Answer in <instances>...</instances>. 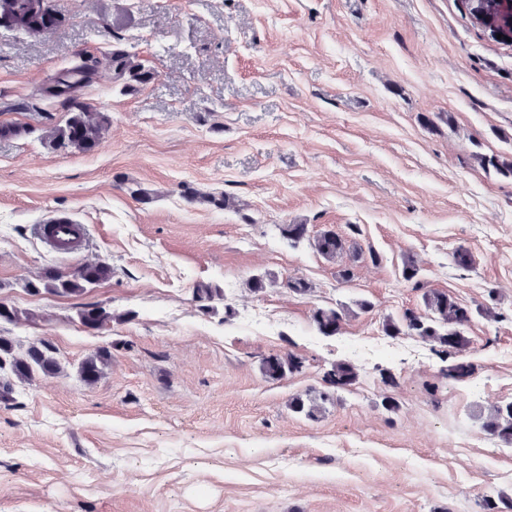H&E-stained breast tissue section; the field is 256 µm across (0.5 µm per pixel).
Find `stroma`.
I'll return each instance as SVG.
<instances>
[{
    "instance_id": "obj_1",
    "label": "stroma",
    "mask_w": 512,
    "mask_h": 512,
    "mask_svg": "<svg viewBox=\"0 0 512 512\" xmlns=\"http://www.w3.org/2000/svg\"><path fill=\"white\" fill-rule=\"evenodd\" d=\"M54 3L52 30L0 31V100L20 105L0 126L27 130L0 136V302L27 314L10 336L49 340L63 366L0 404V512H482L512 497V445L481 428L512 401V178L478 160L512 155V42L470 0ZM116 44L155 80L125 92L98 69L78 95L110 120L100 145L54 149L68 114L53 75ZM187 185L232 205L187 201ZM61 214L88 225L83 251L38 240ZM289 224L345 248L290 246ZM95 262L112 277L84 294L24 288ZM200 284L222 289L213 310ZM426 289L503 315L467 327L466 380L432 343L385 332ZM93 302L118 321L84 328ZM340 304L341 332L319 334L314 310ZM102 348L112 363L84 384ZM272 353L301 369L265 377ZM339 362L357 379L336 391ZM323 392L315 418L291 410ZM112 360V353L102 349L85 358L78 366V373L88 385L95 384L103 374V369Z\"/></svg>"
}]
</instances>
